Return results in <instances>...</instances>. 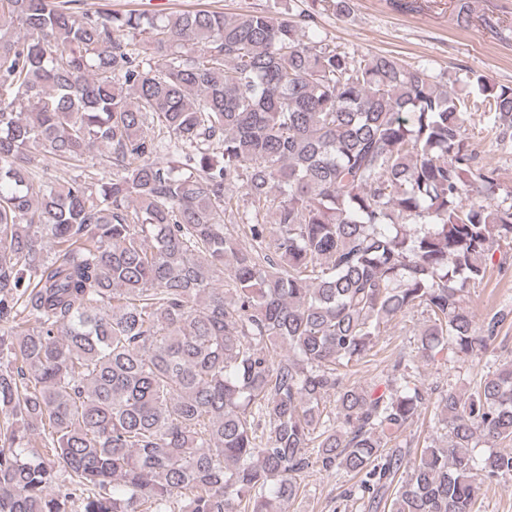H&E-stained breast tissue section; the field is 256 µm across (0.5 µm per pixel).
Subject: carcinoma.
I'll list each match as a JSON object with an SVG mask.
<instances>
[{
	"label": "carcinoma",
	"mask_w": 512,
	"mask_h": 512,
	"mask_svg": "<svg viewBox=\"0 0 512 512\" xmlns=\"http://www.w3.org/2000/svg\"><path fill=\"white\" fill-rule=\"evenodd\" d=\"M470 108L512 130V87L355 55L277 3L0 0V512H68L57 462L82 512H172L187 489L181 512H283L313 463L373 512H479L512 475V450L475 455L512 441L511 359L435 400L403 358L345 382L418 309L427 359L490 353L466 293L512 205ZM97 143L108 174L39 177L36 154L74 170ZM430 409L446 439L412 459ZM72 7L78 13L111 9L117 12L136 11L149 15H169L196 9L223 11L227 15L268 9L272 0H78Z\"/></svg>",
	"instance_id": "carcinoma-1"
}]
</instances>
